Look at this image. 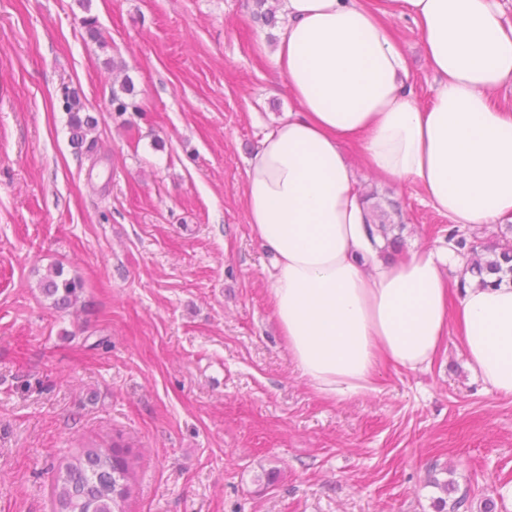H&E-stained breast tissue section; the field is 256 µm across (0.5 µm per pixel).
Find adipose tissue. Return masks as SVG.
Returning <instances> with one entry per match:
<instances>
[{
	"label": "adipose tissue",
	"instance_id": "ef3b65f1",
	"mask_svg": "<svg viewBox=\"0 0 512 512\" xmlns=\"http://www.w3.org/2000/svg\"><path fill=\"white\" fill-rule=\"evenodd\" d=\"M272 63L294 108L249 163L247 221L273 258L268 302L288 353L327 399L367 395L384 366L430 367L455 332L471 372L512 397V282L414 244L387 262L342 146L411 181L457 228L512 222V18L500 0H281ZM415 23L436 81L419 104L386 15ZM456 279H449V270Z\"/></svg>",
	"mask_w": 512,
	"mask_h": 512
}]
</instances>
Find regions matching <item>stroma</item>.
<instances>
[{"mask_svg":"<svg viewBox=\"0 0 512 512\" xmlns=\"http://www.w3.org/2000/svg\"><path fill=\"white\" fill-rule=\"evenodd\" d=\"M254 0H0V512H54L52 473L83 445L138 455L127 512H512V397L488 390L455 336L377 392L319 396L267 299L245 213L247 168L292 107ZM420 103L435 82L393 15ZM131 80L138 111L112 90ZM96 118L70 143L64 90ZM360 186L402 246L451 226L414 183ZM84 290L67 310L49 268ZM40 284L44 295L56 308L74 306L83 292L80 281L65 277L63 269L60 268L49 270Z\"/></svg>","mask_w":512,"mask_h":512,"instance_id":"obj_1","label":"stroma"}]
</instances>
